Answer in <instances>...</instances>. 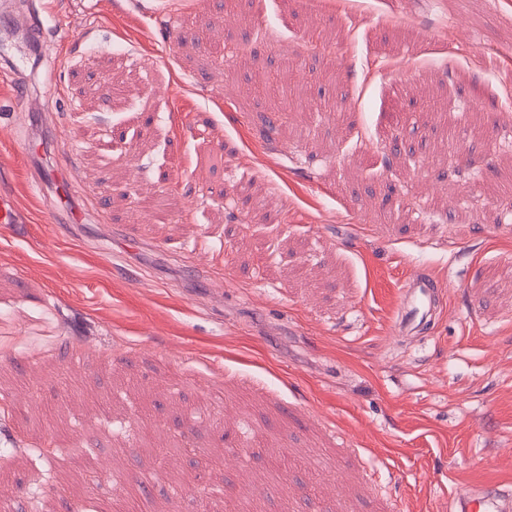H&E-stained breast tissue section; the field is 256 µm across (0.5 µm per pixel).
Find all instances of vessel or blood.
Returning a JSON list of instances; mask_svg holds the SVG:
<instances>
[{
  "mask_svg": "<svg viewBox=\"0 0 512 512\" xmlns=\"http://www.w3.org/2000/svg\"><path fill=\"white\" fill-rule=\"evenodd\" d=\"M440 284L423 273L405 281L394 320V334L402 338L418 337L428 318L440 304ZM458 512H512V490L487 485L456 499Z\"/></svg>",
  "mask_w": 512,
  "mask_h": 512,
  "instance_id": "b4317fda",
  "label": "vessel or blood"
}]
</instances>
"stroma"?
I'll list each match as a JSON object with an SVG mask.
<instances>
[{
  "instance_id": "1",
  "label": "stroma",
  "mask_w": 512,
  "mask_h": 512,
  "mask_svg": "<svg viewBox=\"0 0 512 512\" xmlns=\"http://www.w3.org/2000/svg\"><path fill=\"white\" fill-rule=\"evenodd\" d=\"M30 18L0 76L19 512H452L512 480V0H0ZM68 172L63 208L38 184ZM419 270L443 309L401 345Z\"/></svg>"
}]
</instances>
